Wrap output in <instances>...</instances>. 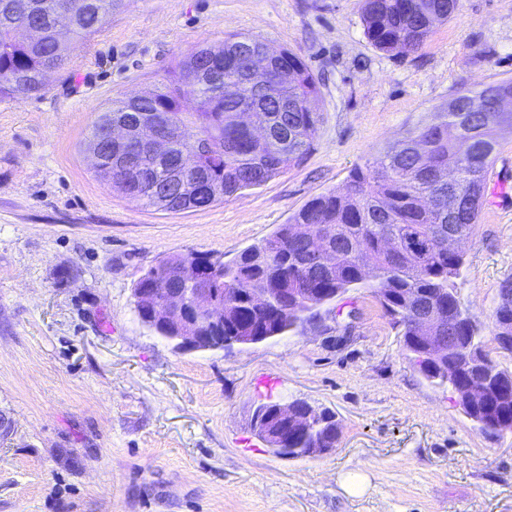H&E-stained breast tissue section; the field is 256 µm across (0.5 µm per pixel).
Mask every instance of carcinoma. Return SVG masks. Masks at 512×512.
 <instances>
[{
    "label": "carcinoma",
    "instance_id": "obj_1",
    "mask_svg": "<svg viewBox=\"0 0 512 512\" xmlns=\"http://www.w3.org/2000/svg\"><path fill=\"white\" fill-rule=\"evenodd\" d=\"M60 0H0V98L37 94L44 90L43 70L64 68L73 45L96 33L104 16L119 10L123 0H70L79 21L67 33L65 44L54 42L52 23ZM459 0H359L364 34L382 51L409 53L427 40L434 24L450 18ZM43 27L32 44L14 35L20 23ZM263 43L248 36L231 35L224 43L191 51L168 71L155 89L112 101L98 113L90 138L98 136L108 119L126 118L148 128L151 119L165 116L195 132L211 145L199 160L181 170L185 179L207 176L216 183L217 197L185 200L172 198V211L205 209L242 190L260 186L297 164L313 146L321 113L308 102L319 97L318 82L296 53L283 50L271 61L268 94L256 98L250 86L247 51ZM486 89L508 100V110L444 112L438 123L420 124L372 161L354 168L345 187L321 194L295 212L264 242L242 250L212 282L224 302L233 305L224 320V335L253 336L254 343L298 331L326 304L354 288H370L402 337L409 358L418 348L414 307L424 300L446 310L460 342L432 366L417 361L429 381L445 382L442 369L454 365L460 384L486 386L478 408L464 413L487 436L512 431V371L501 369L486 350L477 325L460 307L457 280L464 256L448 254L437 235L456 225L468 239L486 202V172L499 148L498 130L512 127V81ZM141 175L131 177L137 200L154 208L153 186L170 178L168 158L144 160ZM451 171L467 196V215L460 220L448 207V184L438 175ZM304 227L323 234L336 251V266L319 270L303 267L298 257L305 242L295 237ZM171 258L151 269L152 288H179L178 268ZM249 288L288 289V308L272 304L256 309ZM512 330V279L499 288L493 313L492 335ZM339 422L308 431L292 428L288 445L266 444L274 455L286 459L307 457L309 449L331 440L339 443Z\"/></svg>",
    "mask_w": 512,
    "mask_h": 512
}]
</instances>
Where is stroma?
Listing matches in <instances>:
<instances>
[{
  "instance_id": "stroma-1",
  "label": "stroma",
  "mask_w": 512,
  "mask_h": 512,
  "mask_svg": "<svg viewBox=\"0 0 512 512\" xmlns=\"http://www.w3.org/2000/svg\"><path fill=\"white\" fill-rule=\"evenodd\" d=\"M231 34L319 77L311 152L203 210L115 190L87 152L98 112ZM503 80L512 0H459L408 54L367 40L358 0H125L45 90L0 99V512H512V433L487 438L419 373L370 289L230 352L174 351L133 298L151 267L232 260L458 93ZM496 172L506 188L488 184L458 281L486 334L512 278V165ZM270 398L334 411L335 451L271 454L252 426Z\"/></svg>"
}]
</instances>
